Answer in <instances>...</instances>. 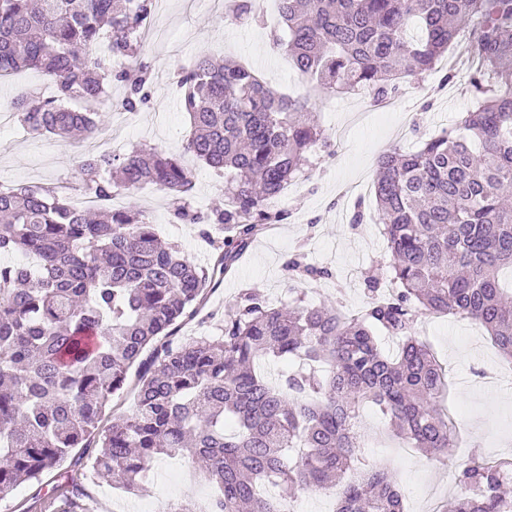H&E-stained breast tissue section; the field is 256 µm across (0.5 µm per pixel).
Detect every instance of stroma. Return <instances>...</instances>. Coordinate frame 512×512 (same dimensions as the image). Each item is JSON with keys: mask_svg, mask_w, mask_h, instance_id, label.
Wrapping results in <instances>:
<instances>
[{"mask_svg": "<svg viewBox=\"0 0 512 512\" xmlns=\"http://www.w3.org/2000/svg\"><path fill=\"white\" fill-rule=\"evenodd\" d=\"M277 16L263 14L259 23L241 24L226 17L212 0H166L165 11L155 13L153 28L166 32L162 42L142 43L145 61L153 70L150 100L136 114L126 115L131 131L120 151L135 146L154 147L180 157L194 173V203L208 210L224 201V177L184 154L183 144L191 128L179 104L177 86L182 69L202 55L229 56L252 68L272 87L291 93L299 77L291 68L284 47L273 43ZM471 71L445 62L427 79L409 76L401 81L399 107L371 126H359L365 106L353 95L331 96L311 90L313 110L325 129L329 145L317 152L309 177L293 182L287 190V223L259 235L231 273L215 275V286L203 311L185 321L182 337L215 336L224 315L242 290L261 293L274 305L294 300L288 290L284 265L296 252L309 263L332 270L328 280L303 286L310 306L342 301L345 309L364 308L363 274L387 278L389 258L383 226L378 219L373 174L376 159L393 147L414 150L442 129L454 126L471 106ZM48 97L54 84L45 73L24 70L0 78V103L12 101L17 92ZM117 115L90 140L59 139L30 135L20 122L0 132V186L64 183L72 194L82 191L78 164L82 157L113 146L112 127ZM137 205L152 221L163 241L178 243L182 252L199 265H207L212 252L195 224L169 221V200L152 187L140 189ZM363 204L366 218L352 225L356 204ZM417 334L430 344L436 356L451 370L453 386L446 402L460 439L457 452L466 456L512 455V395H502L489 381L491 371L512 378V366L503 361L488 334L469 320L419 315ZM364 456L369 462L387 461L388 474L406 493L407 512H436L438 503L461 493L453 476L439 463L415 448L401 447L377 410L363 411ZM200 465L190 458H155L141 492L124 494L110 481L86 472L83 482L90 496L89 512H114L123 504L128 512H152L168 499H204L213 489L199 475Z\"/></svg>", "mask_w": 512, "mask_h": 512, "instance_id": "35a3bbf8", "label": "stroma"}]
</instances>
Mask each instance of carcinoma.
<instances>
[{"instance_id":"cac0c4a2","label":"carcinoma","mask_w":512,"mask_h":512,"mask_svg":"<svg viewBox=\"0 0 512 512\" xmlns=\"http://www.w3.org/2000/svg\"><path fill=\"white\" fill-rule=\"evenodd\" d=\"M296 72L328 93L389 100L399 80L423 75L462 33L472 58V106L411 153L378 160L374 181L395 292L363 276L366 307L346 313L298 298L284 309L245 292L219 336L175 339L208 292L209 271L238 262L251 240L288 219L270 201L312 166L327 144L305 96H281L238 61L202 56L179 85L191 132L185 151L224 173V207L193 205L194 174L180 158L133 148L79 163L84 190L128 197L95 214L71 206L64 186L0 191V255L32 256L38 268L0 263V499L24 481L68 466L40 512H87L81 471L141 489L158 455L205 462L216 491L176 502L175 512H283L297 488L343 490L333 512H403L400 488L363 462L361 409H379L407 448L454 469L465 489L439 512H512V456L454 454L441 403L448 373L415 336L416 318L480 323L512 360V0H277ZM154 0H0V74L37 69L56 94L11 108L31 133L93 137L107 112L149 101L150 66L139 32ZM231 17H258L255 0H232ZM419 21L421 36L409 35ZM108 42L109 59L88 49ZM124 62L112 69L111 60ZM125 88L112 100L107 86ZM76 100L82 109L65 105ZM151 184L169 197L170 221L196 224L214 245L213 267L160 241L134 202ZM296 283L331 270L286 263ZM97 334L95 347L85 334ZM398 342L384 352L379 336ZM299 363L277 380L261 366ZM135 371L136 404L109 419L113 397Z\"/></svg>"}]
</instances>
